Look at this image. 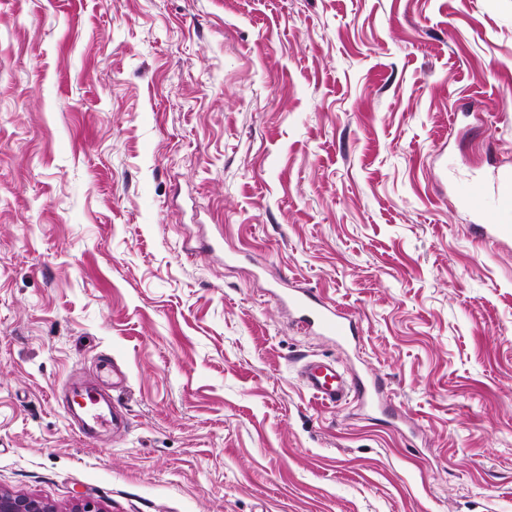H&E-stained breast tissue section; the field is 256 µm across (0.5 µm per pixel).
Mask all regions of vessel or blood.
Returning a JSON list of instances; mask_svg holds the SVG:
<instances>
[{
	"label": "vessel or blood",
	"instance_id": "obj_1",
	"mask_svg": "<svg viewBox=\"0 0 512 512\" xmlns=\"http://www.w3.org/2000/svg\"><path fill=\"white\" fill-rule=\"evenodd\" d=\"M460 198L465 207L484 223L486 236L506 241L512 239V170H494L489 180H477L464 185ZM294 321L311 333L327 336L339 343L356 337L355 323L336 307L324 303L306 288H292L283 297ZM303 385L321 404L335 406L354 396L369 402L379 395L378 387L365 383L361 378L345 376L335 363L308 359L300 366ZM70 416L86 434L109 431L119 434L126 427L124 415L110 394L97 385L87 382L74 383L71 388Z\"/></svg>",
	"mask_w": 512,
	"mask_h": 512
}]
</instances>
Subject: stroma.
Returning a JSON list of instances; mask_svg holds the SVG:
<instances>
[{"label": "stroma", "instance_id": "stroma-1", "mask_svg": "<svg viewBox=\"0 0 512 512\" xmlns=\"http://www.w3.org/2000/svg\"><path fill=\"white\" fill-rule=\"evenodd\" d=\"M502 167L512 0H0V488L512 512V240L457 202ZM105 358L128 428L93 443L62 395ZM306 358L385 412L320 406ZM293 320L311 333L328 336L336 343L355 340V323L335 306L324 303L306 288H291L283 297Z\"/></svg>", "mask_w": 512, "mask_h": 512}]
</instances>
